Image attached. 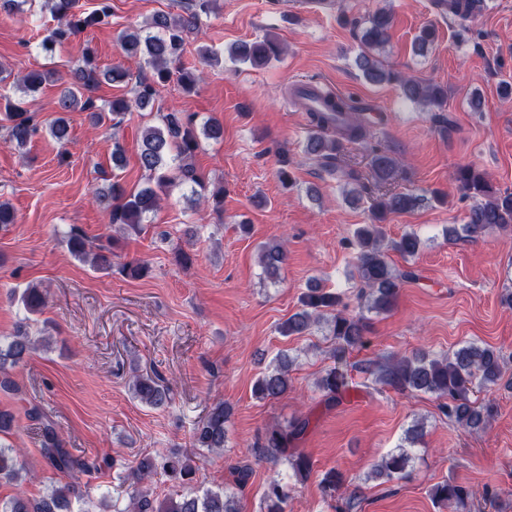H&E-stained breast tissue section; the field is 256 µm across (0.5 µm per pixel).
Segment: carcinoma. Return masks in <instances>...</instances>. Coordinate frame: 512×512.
<instances>
[{
  "label": "carcinoma",
  "mask_w": 512,
  "mask_h": 512,
  "mask_svg": "<svg viewBox=\"0 0 512 512\" xmlns=\"http://www.w3.org/2000/svg\"><path fill=\"white\" fill-rule=\"evenodd\" d=\"M51 5L59 26L48 34L45 48L62 42L69 35L104 21L112 14L110 0H100L93 11L82 14L75 12L80 0H46ZM212 0H189L184 14L171 17L156 14L147 24L149 32L122 31L118 42L123 55L128 59L142 60L154 69L152 81L139 82L132 99L117 98L99 105L91 95L101 82H121L125 70L115 67L101 71L94 64L91 54H86L83 64L74 71V82L61 91L58 108L61 112L79 110L89 113L96 126L106 123L115 127L121 116L131 107L145 110L150 107L157 94L156 86L176 78L181 86L192 89L200 80V74L181 66L185 47V34L201 30L202 18L211 12ZM448 15L458 26V33L469 29V23L481 11L482 0H446ZM393 23L392 11L386 7L376 10L359 31L360 51L355 58L357 68L364 78L372 83H394L400 87L404 98L431 113L436 130L443 137L450 136L454 129L451 119L443 112L448 99L447 90L438 83H422L398 71L386 68L378 58L379 52L389 40ZM437 38V30L429 25L421 29L414 41V52L423 53ZM282 49L272 37L265 36L255 41L235 43L229 50L231 58L254 68L264 67L280 58ZM24 87L35 92L45 83H56L59 77L53 70L31 71L21 78ZM4 120L9 122L10 141L22 150L27 147L38 130L36 114L20 103L6 101ZM314 131L308 136L303 152L317 161L321 170L346 183L359 184L362 175L353 168L341 164L339 158L343 140L363 141L369 158V167L376 184H389L399 178L404 170L398 161L386 151L365 141L368 120L363 117L351 98L328 95L323 99V108L309 113ZM220 126L205 124L197 128L195 116L185 112H169L162 117L159 125H149L141 131L139 164L153 172L155 184H147L137 190L127 191L118 181L110 184L108 191L94 195L96 203L106 212L109 224L128 231H138L144 218L160 207V192L176 184L190 185L192 194L198 198H211L215 208L224 206V188L219 187L206 195V185L194 164V157L200 146L199 135L215 138ZM278 175L286 186L295 183L294 161L283 153L279 160ZM463 192L474 200L461 230L465 236L475 239L487 228H507L512 225V193L497 188L486 173L473 165L459 167L454 175ZM420 199L409 192L387 191L371 198V223L363 224L354 232L355 253L353 265L359 280L357 298L360 306L376 313L390 311L398 297L399 284L417 277L412 268L399 270L388 260L386 249L398 252L404 259L415 258L422 248V240L412 232L402 234L398 239L384 245L383 223L391 214L414 210ZM70 253L93 268L112 270L113 251L109 247H94L78 228L68 235ZM259 262L266 277L275 282L286 261L283 246L275 241L259 246ZM46 292L39 285H30L18 298L23 309L32 315L43 313L46 306ZM301 308L278 325V332L284 337L303 336L312 326L325 322L329 336L337 342L338 350L364 344L366 332L365 317L362 314L350 316L340 309L343 305L340 294L312 281L300 298ZM42 338L31 335L28 324L20 323L7 343H0V386L9 387L7 368L26 363L41 345ZM501 353L491 347L475 343L463 345L450 354L439 356L419 355L413 358L389 357L384 360H366L357 365L360 372L384 387L398 392L431 394L442 400L439 408L449 420L466 428H479L491 416V409L475 405L469 397L470 385L477 381L482 385L495 384L502 374ZM293 358L286 352H279L272 365L259 375L253 384V394L264 401L276 400L288 391L289 372ZM346 385V377L336 367L328 369L319 379L318 387L324 393L325 402H338ZM131 392L145 405L160 409L171 402V389L155 374H135ZM233 408L222 402L209 407L205 417L194 427L191 444L194 448L209 451L224 450L227 441V423ZM30 418L41 421V455L52 469L72 477L78 473H90L98 468L94 461L73 454L64 447L56 423L48 419L39 406L27 410ZM310 417L300 416L285 425L267 430L258 441L255 457L259 460L281 461L292 469L296 480H307L312 464L309 458L293 449L310 427ZM424 436V426L415 423L405 432L404 444L387 454L375 465L374 475L388 481L403 475L411 460L409 448L419 443ZM162 471L170 480L181 486H191L189 494H178L163 499L152 496L140 485L150 480L157 471ZM27 473L22 459V450L0 441V481L17 482ZM197 467L192 459L179 451L160 454L158 457L143 458L136 468L127 474L134 487L131 493L133 512H239L236 495L222 487L200 489L194 487ZM433 498L448 512H472V492L459 484L443 481L431 489ZM288 484L269 480L262 493L264 512H285L288 504ZM84 501L80 485L72 481L53 486L43 496L30 499L15 495L0 500V512H74L73 503Z\"/></svg>",
  "instance_id": "obj_1"
}]
</instances>
